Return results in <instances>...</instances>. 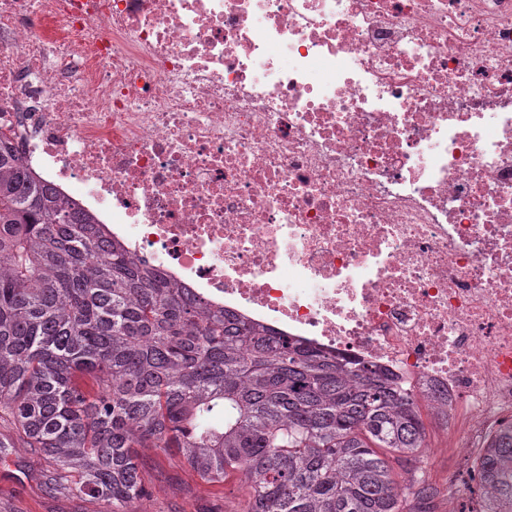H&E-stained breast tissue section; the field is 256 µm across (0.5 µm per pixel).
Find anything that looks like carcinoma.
I'll list each match as a JSON object with an SVG mask.
<instances>
[{
    "mask_svg": "<svg viewBox=\"0 0 512 512\" xmlns=\"http://www.w3.org/2000/svg\"><path fill=\"white\" fill-rule=\"evenodd\" d=\"M0 460L31 448L50 484L137 512L138 448L211 486L240 473V512H418L391 461L427 447L387 372L206 301L103 237L0 142ZM480 512H512V422L474 462Z\"/></svg>",
    "mask_w": 512,
    "mask_h": 512,
    "instance_id": "carcinoma-1",
    "label": "carcinoma"
}]
</instances>
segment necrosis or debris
<instances>
[{
	"label": "necrosis or debris",
	"instance_id": "4bbe7bcc",
	"mask_svg": "<svg viewBox=\"0 0 512 512\" xmlns=\"http://www.w3.org/2000/svg\"><path fill=\"white\" fill-rule=\"evenodd\" d=\"M0 141L455 447L512 421V0H0Z\"/></svg>",
	"mask_w": 512,
	"mask_h": 512
}]
</instances>
